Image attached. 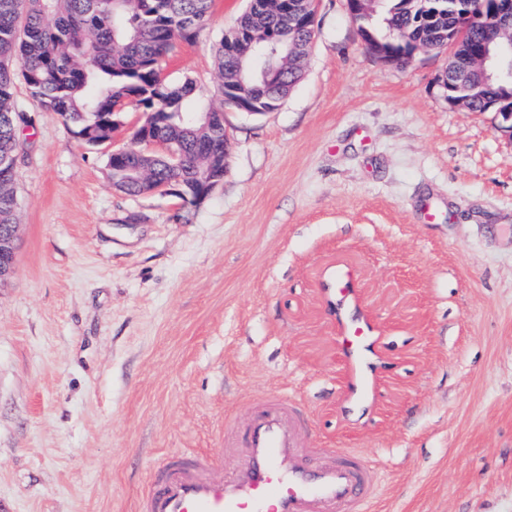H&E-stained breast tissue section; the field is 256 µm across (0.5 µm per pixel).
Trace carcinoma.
<instances>
[{
    "mask_svg": "<svg viewBox=\"0 0 512 512\" xmlns=\"http://www.w3.org/2000/svg\"><path fill=\"white\" fill-rule=\"evenodd\" d=\"M286 0H249L245 13L221 41L219 77L242 66L235 86L219 83L224 105L247 99L274 112L301 79L288 51L309 52L315 37L311 4L285 9ZM212 0H0V225L17 223L18 197L11 162L22 145L21 124H30L15 98L23 83L44 109L58 113L93 145L112 132V117L130 104L166 112L169 123L155 134L170 141L178 165L157 161L158 177L175 184L179 198L192 201L198 175L207 169L206 146L224 137L199 120L219 108L195 93L189 79L167 84L161 63L180 39L201 29ZM495 0H374L356 18L363 37L390 51L419 45L454 47L443 83L448 95L465 99L473 112L512 105V44L490 25L473 21L490 15ZM489 48L494 76L486 78L473 59ZM138 133L128 153L108 159L111 179L138 195L131 169L137 165Z\"/></svg>",
    "mask_w": 512,
    "mask_h": 512,
    "instance_id": "cac0c4a2",
    "label": "carcinoma"
}]
</instances>
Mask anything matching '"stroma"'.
I'll return each mask as SVG.
<instances>
[{"label": "stroma", "instance_id": "1", "mask_svg": "<svg viewBox=\"0 0 512 512\" xmlns=\"http://www.w3.org/2000/svg\"><path fill=\"white\" fill-rule=\"evenodd\" d=\"M247 7L213 0L162 78L217 100L215 50ZM448 58L384 63L346 0H317L303 78L277 111L225 108L227 171L196 205L113 189L141 108L93 147L17 84L0 512H134L154 464L220 450L268 393L304 402L312 447L375 465L372 512H512V139L448 103ZM339 268L379 336L361 409L323 289Z\"/></svg>", "mask_w": 512, "mask_h": 512}]
</instances>
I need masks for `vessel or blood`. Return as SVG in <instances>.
Wrapping results in <instances>:
<instances>
[{"mask_svg": "<svg viewBox=\"0 0 512 512\" xmlns=\"http://www.w3.org/2000/svg\"><path fill=\"white\" fill-rule=\"evenodd\" d=\"M329 284L337 311L354 304L351 271H334ZM339 348L350 368L349 396L366 406L381 369L372 321H343ZM304 421L293 399H259L243 431L225 424L223 450L175 453L153 468L136 512H370L376 469L353 450L336 458L331 449L307 447Z\"/></svg>", "mask_w": 512, "mask_h": 512, "instance_id": "vessel-or-blood-1", "label": "vessel or blood"}]
</instances>
